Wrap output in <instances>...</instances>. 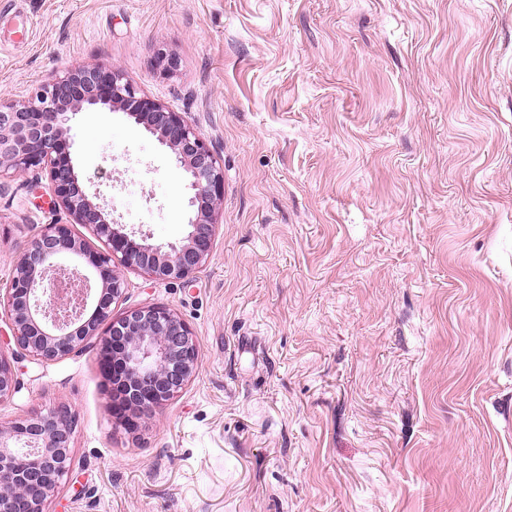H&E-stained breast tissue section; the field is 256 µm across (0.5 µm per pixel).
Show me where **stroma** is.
Returning <instances> with one entry per match:
<instances>
[{
  "label": "stroma",
  "mask_w": 512,
  "mask_h": 512,
  "mask_svg": "<svg viewBox=\"0 0 512 512\" xmlns=\"http://www.w3.org/2000/svg\"><path fill=\"white\" fill-rule=\"evenodd\" d=\"M0 40V101L106 63L224 169L206 263L123 270L112 306L189 325L179 394L130 430L96 341L16 362L0 425L75 417L46 512H512V0H16ZM69 137L115 222L184 236L168 148L120 111ZM55 222L47 179L7 180L0 289Z\"/></svg>",
  "instance_id": "stroma-1"
}]
</instances>
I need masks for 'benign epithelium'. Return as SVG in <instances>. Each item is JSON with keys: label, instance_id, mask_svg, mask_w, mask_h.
<instances>
[{"label": "benign epithelium", "instance_id": "benign-epithelium-1", "mask_svg": "<svg viewBox=\"0 0 512 512\" xmlns=\"http://www.w3.org/2000/svg\"><path fill=\"white\" fill-rule=\"evenodd\" d=\"M103 109L134 119L171 149L189 176L195 212L180 240L156 244L146 233L126 231L78 188L70 122L80 112ZM33 172L45 175L53 204L70 224L88 226L109 250L91 249L69 224L44 225L14 262L6 289L14 339L26 355L48 363L97 337L114 414L132 426L134 416L156 411L188 384L197 370L198 347L188 325L166 307L112 317L124 288L119 268L184 281L202 267L216 234L224 170L181 113L140 95L112 66L92 63L59 72L25 101L0 103V187L5 178ZM15 359L14 353L0 352V401L16 389ZM72 424L71 410L60 406L0 427V512H44L71 466Z\"/></svg>", "mask_w": 512, "mask_h": 512}]
</instances>
